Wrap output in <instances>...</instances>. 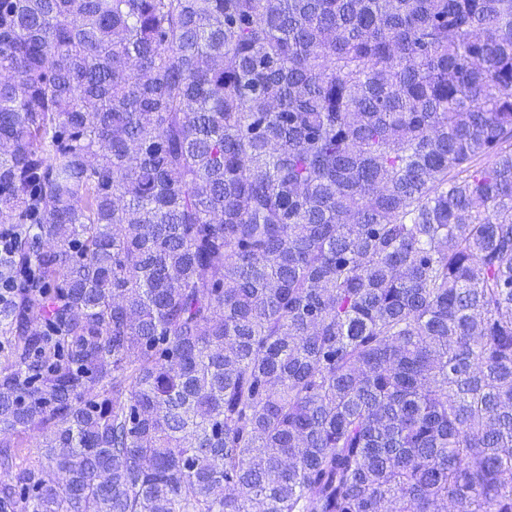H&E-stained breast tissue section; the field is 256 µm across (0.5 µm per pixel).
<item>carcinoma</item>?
<instances>
[{"label":"carcinoma","instance_id":"carcinoma-1","mask_svg":"<svg viewBox=\"0 0 512 512\" xmlns=\"http://www.w3.org/2000/svg\"><path fill=\"white\" fill-rule=\"evenodd\" d=\"M0 224V512H512V0H0Z\"/></svg>","mask_w":512,"mask_h":512}]
</instances>
